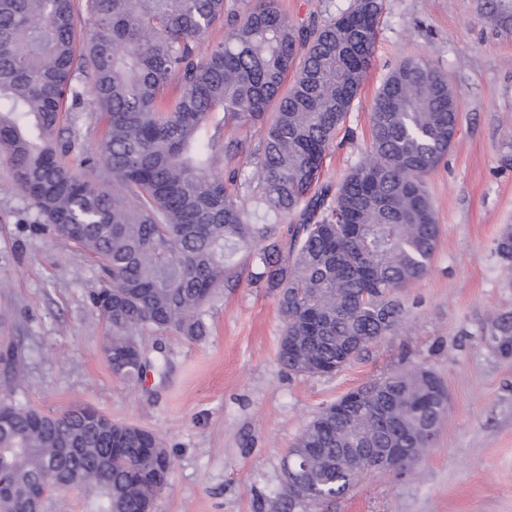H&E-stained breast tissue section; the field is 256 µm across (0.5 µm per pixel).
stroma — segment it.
<instances>
[{"label": "stroma", "instance_id": "stroma-1", "mask_svg": "<svg viewBox=\"0 0 512 512\" xmlns=\"http://www.w3.org/2000/svg\"><path fill=\"white\" fill-rule=\"evenodd\" d=\"M354 0H275L295 26L325 24ZM448 79L459 130L426 178L436 250L428 272L400 292L396 334L332 376L288 373L277 361L273 292L241 281L206 307L199 343L139 333L157 362L130 383L103 352L109 334L89 295L97 269L79 248L32 233L38 215L0 160V347L25 366L0 395L47 415L75 404L159 435L170 457L156 512H271L282 459L321 409L383 374L419 364L449 396L434 445L405 476L372 473L320 512H512V357L488 349L491 320L512 311V271L495 253L512 229V0H382L366 80L345 120L349 137L325 157L320 183L339 184L371 138L373 99L407 60Z\"/></svg>", "mask_w": 512, "mask_h": 512}]
</instances>
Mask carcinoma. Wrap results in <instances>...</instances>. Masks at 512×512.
Returning <instances> with one entry per match:
<instances>
[{
    "instance_id": "carcinoma-1",
    "label": "carcinoma",
    "mask_w": 512,
    "mask_h": 512,
    "mask_svg": "<svg viewBox=\"0 0 512 512\" xmlns=\"http://www.w3.org/2000/svg\"><path fill=\"white\" fill-rule=\"evenodd\" d=\"M381 9L354 0L330 23L296 27L273 0H252L199 62L224 0H0V159L37 211L34 229L96 262L102 286L90 300L110 325L116 376L139 382L150 368L139 331L201 340L205 306L247 269L278 298V361L290 372L336 373L344 354L396 333L398 293L427 273L439 234L423 177L458 129L447 77L425 60L397 66L374 98L363 161L337 188L315 187L366 78ZM87 102L104 122L94 151L78 147ZM255 127V143L224 138ZM220 153L246 156L261 179L235 171L224 183L212 174ZM247 192L286 223H259L240 202ZM496 250L512 263L511 231ZM483 342L512 356L511 312ZM358 393L353 415L325 407L292 451L332 459L366 441L423 446L448 406L422 365ZM168 477L164 442L148 431L88 406L48 416L0 399V512H21L16 486L93 487L100 512H142ZM355 481L332 463L312 473L303 499L279 493L274 512H316Z\"/></svg>"
}]
</instances>
